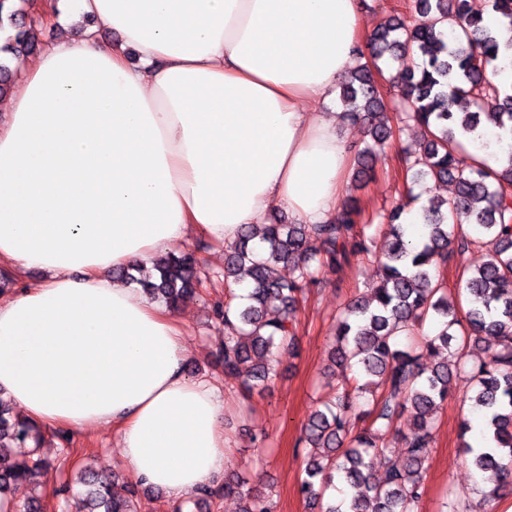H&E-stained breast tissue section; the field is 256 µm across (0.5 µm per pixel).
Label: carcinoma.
<instances>
[{
    "mask_svg": "<svg viewBox=\"0 0 512 512\" xmlns=\"http://www.w3.org/2000/svg\"><path fill=\"white\" fill-rule=\"evenodd\" d=\"M415 19L393 17L373 29L367 40L370 61L358 65L339 85L345 120L362 124L369 140L357 150L356 177L366 175L396 128L377 123V111L388 101L379 61L395 63L407 54L421 63L396 71L397 97L407 108L400 122L420 128L424 155L402 158L416 178L456 185L452 199L434 198L421 212L426 228L415 241L405 224L406 206L396 205L377 216L375 224H358L361 210L343 204L324 224H289L276 213L264 225L263 246L254 247L252 227L241 229L227 249L224 303L216 314L224 322L218 359L224 375L243 377L246 393H263L276 377L275 358L296 343V304L303 286L321 274L367 258L377 264V285L370 297L351 300L336 319L331 365L340 370L341 390L319 400L300 439L310 449L299 493L319 512H419L425 463L434 443L433 412L448 398V364L441 351L463 357L481 346L484 358L467 370L474 383L471 411L485 419L483 436L491 448L478 452L462 444L466 460L478 472L502 476V483L483 493L490 504L505 495L512 473V144L496 169L465 157L458 136L479 127L512 132V92L493 83L488 66L512 42L502 45L472 0H413ZM0 0V97L12 93L14 72L9 59L39 46V28L28 18V0L4 12ZM469 100L471 112H454ZM490 238L486 261L460 279L467 308L448 304L441 265L450 250L465 249L475 239L464 223ZM290 265L293 276H273V267ZM156 281L138 278V267H123L115 276L139 283L144 292L170 308L193 298L203 284L197 257L172 251L154 264ZM434 329L419 333L423 322ZM368 421L352 434V421ZM407 431L392 444L386 430L399 419ZM34 447L22 459L10 457L12 445ZM43 436L31 422L13 414L0 398V504L10 512H40L38 500L17 504L4 497L12 485L27 481L47 465L39 453ZM86 490L75 512H140L135 491L120 476L80 470ZM223 494L242 502L239 512H272L269 493L250 486L240 472H227ZM216 494L202 489L172 512L188 504H210Z\"/></svg>",
    "mask_w": 512,
    "mask_h": 512,
    "instance_id": "1",
    "label": "carcinoma"
}]
</instances>
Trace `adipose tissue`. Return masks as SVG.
Returning a JSON list of instances; mask_svg holds the SVG:
<instances>
[{
    "mask_svg": "<svg viewBox=\"0 0 512 512\" xmlns=\"http://www.w3.org/2000/svg\"><path fill=\"white\" fill-rule=\"evenodd\" d=\"M115 31L49 44L0 110V263L44 279L0 302V393L36 426H114L176 502L220 482L224 401L185 373L178 313L116 281L192 234L227 246L287 211L321 224L350 167L340 113L358 0H57ZM141 62L131 67L127 48ZM498 167L512 134L462 136Z\"/></svg>",
    "mask_w": 512,
    "mask_h": 512,
    "instance_id": "ef3b65f1",
    "label": "adipose tissue"
}]
</instances>
